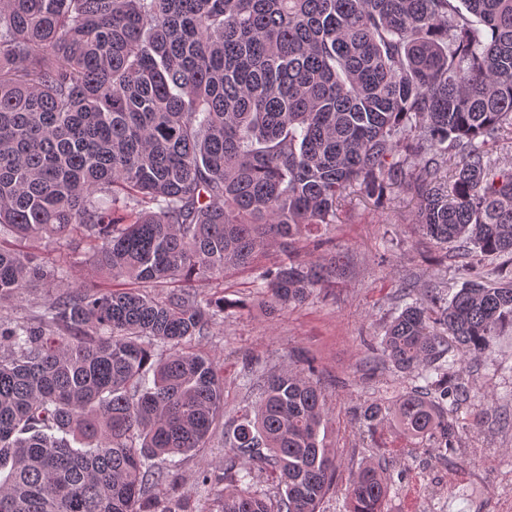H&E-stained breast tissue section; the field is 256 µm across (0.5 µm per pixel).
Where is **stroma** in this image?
<instances>
[{
    "label": "stroma",
    "mask_w": 512,
    "mask_h": 512,
    "mask_svg": "<svg viewBox=\"0 0 512 512\" xmlns=\"http://www.w3.org/2000/svg\"><path fill=\"white\" fill-rule=\"evenodd\" d=\"M416 211L415 192L404 184L388 189L380 205L359 193L347 196L327 229L341 275L302 305L274 316L263 304L256 271L195 284V293H223L233 306L193 346L224 375L228 421L259 401L268 373L289 366L315 368L332 411L325 437L336 465V484L323 512H347L346 487L364 461L379 463L391 479L384 512H512V329H504L489 350L464 364L472 403L458 412L463 430L456 447L407 448L395 427L371 432L353 413L360 403L390 399L411 383L368 346L409 303L406 286L430 288L444 297L461 287V265H475L488 278L496 273L495 260L466 248L436 251L416 226ZM0 244L42 262H59L82 288L96 292L111 285L69 242L6 236ZM225 454L218 431L208 447L181 458L175 468L178 489L191 506L219 512L216 495L199 494L196 481L204 469L223 475Z\"/></svg>",
    "instance_id": "1"
}]
</instances>
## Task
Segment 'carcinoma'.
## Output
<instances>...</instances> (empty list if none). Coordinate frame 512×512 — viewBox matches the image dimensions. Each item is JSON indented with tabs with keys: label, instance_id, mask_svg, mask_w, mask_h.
Masks as SVG:
<instances>
[{
	"label": "carcinoma",
	"instance_id": "cac0c4a2",
	"mask_svg": "<svg viewBox=\"0 0 512 512\" xmlns=\"http://www.w3.org/2000/svg\"><path fill=\"white\" fill-rule=\"evenodd\" d=\"M507 134L512 0H0V236L77 237L131 284L91 293L0 244V512H189L166 463L224 412L191 343L226 304L184 284L276 248L269 307L304 303L336 256L296 244L350 189L379 203L409 182L423 235L506 259L496 282L467 269L451 298L406 305L380 350L424 384L358 407L370 430L456 447L460 367L512 328V167L483 150ZM30 288L46 289L38 321L4 317ZM312 373L268 375L224 433L219 512H321L336 468ZM388 491L361 468L349 512H384Z\"/></svg>",
	"mask_w": 512,
	"mask_h": 512
}]
</instances>
